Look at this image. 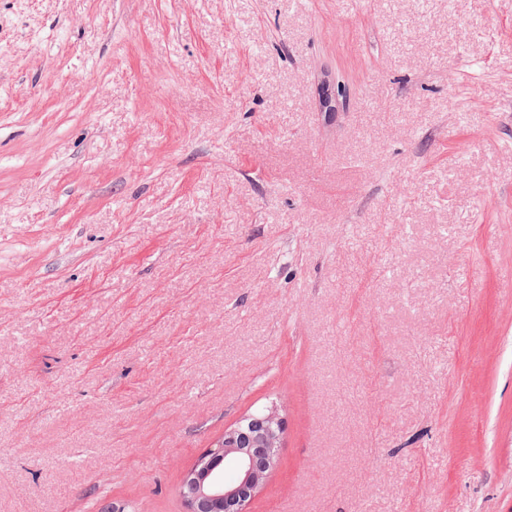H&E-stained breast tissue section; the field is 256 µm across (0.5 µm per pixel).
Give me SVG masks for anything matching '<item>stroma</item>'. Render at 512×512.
Here are the masks:
<instances>
[{"label":"stroma","instance_id":"stroma-1","mask_svg":"<svg viewBox=\"0 0 512 512\" xmlns=\"http://www.w3.org/2000/svg\"><path fill=\"white\" fill-rule=\"evenodd\" d=\"M512 0H0V512H512ZM265 419L268 430L255 436L248 448L233 442L243 419L225 431L224 445L216 443L201 454L182 482L187 512H247L250 501L276 466V448L286 427L285 420L273 410L267 409ZM223 463L235 468L230 481L214 473Z\"/></svg>","mask_w":512,"mask_h":512}]
</instances>
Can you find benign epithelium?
Wrapping results in <instances>:
<instances>
[{
	"label": "benign epithelium",
	"mask_w": 512,
	"mask_h": 512,
	"mask_svg": "<svg viewBox=\"0 0 512 512\" xmlns=\"http://www.w3.org/2000/svg\"><path fill=\"white\" fill-rule=\"evenodd\" d=\"M266 421L268 430L255 436L248 447L234 443L237 424L225 431L224 443L201 454L196 467L183 478L186 512H247L275 467L276 448L286 427L272 410L267 411Z\"/></svg>",
	"instance_id": "7a95c632"
}]
</instances>
